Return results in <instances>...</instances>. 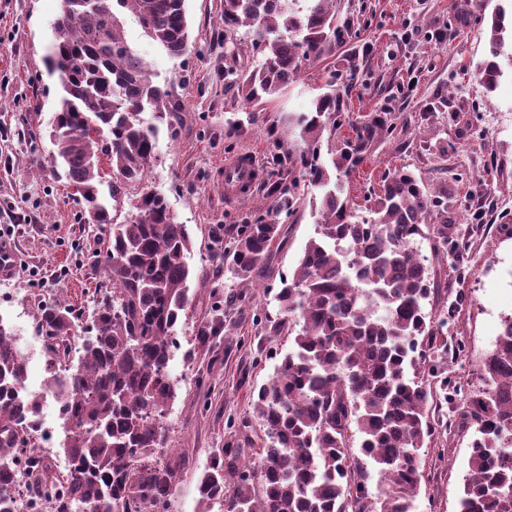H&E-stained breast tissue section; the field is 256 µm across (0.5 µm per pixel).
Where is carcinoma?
<instances>
[{
  "label": "carcinoma",
  "mask_w": 512,
  "mask_h": 512,
  "mask_svg": "<svg viewBox=\"0 0 512 512\" xmlns=\"http://www.w3.org/2000/svg\"><path fill=\"white\" fill-rule=\"evenodd\" d=\"M130 11L144 34L168 55L187 49L185 0H63L53 24L47 65L60 98L51 118L52 164L82 204L81 219L106 232L108 283L86 324L64 303L39 308L50 353L48 389L60 393L67 435L63 451L74 465L57 475L41 454L36 427L41 396L25 389L27 361L13 328L0 321V512H14L8 488L19 468L35 485L56 489L52 512H168L180 466L159 450L163 419L175 388L169 375L175 331L190 309L192 247L165 198L127 188L146 181L154 158L155 126L174 128L171 92L155 83L145 60L127 42L118 9ZM462 15L486 32L488 55L480 82L492 92L501 59L512 63V12L491 16L472 5ZM247 26L261 62L242 79L247 103L260 106L296 79L303 67L333 54L348 30L337 23L336 0H224V32ZM318 95L295 127L305 150L288 155L304 177L315 234L275 294L279 318L269 334L288 341L274 375L252 392L253 415L238 436L211 449L197 480L201 512H415L420 450L444 444L448 421L438 404L439 371L448 360L443 329L453 307L426 311L448 292L431 277L417 243L439 256L454 239L446 193L408 169L388 173L372 207L359 214L344 195V179L372 145L396 129L386 112L355 126L332 160L319 162L323 131L344 125L334 83ZM111 182L112 206L99 186ZM267 216L244 224L216 248L248 288L266 278L288 242L280 216L299 197L271 184ZM129 206L117 221L111 211ZM224 329L213 310L196 337L210 344ZM82 340L78 366L71 344ZM458 426L475 428L458 512H512V316L502 321L484 363V389L455 406ZM382 489L368 490L367 463Z\"/></svg>",
  "instance_id": "carcinoma-1"
}]
</instances>
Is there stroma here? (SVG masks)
Returning a JSON list of instances; mask_svg holds the SVG:
<instances>
[{"instance_id": "stroma-1", "label": "stroma", "mask_w": 512, "mask_h": 512, "mask_svg": "<svg viewBox=\"0 0 512 512\" xmlns=\"http://www.w3.org/2000/svg\"><path fill=\"white\" fill-rule=\"evenodd\" d=\"M464 3L341 0L339 17L349 23L351 37L267 100L256 119L239 84L258 61L253 35L242 27L225 36L224 0H186L190 38L178 58L146 37L131 13H123L127 41L144 57L155 82L170 85L178 119L175 132L163 127L156 135L146 185L166 198L193 241L186 255L192 308L176 329L169 365L176 397L166 418L167 445L183 460L171 512H200L196 484L211 449L233 439L240 418L252 410L253 389L270 379L278 353L287 350L286 340L271 339L255 314L277 317L280 278L291 274L315 226L310 206L301 205L286 222L288 244L273 260L267 287L248 292L211 262L215 236L264 214L272 203L268 184L292 186L298 174L284 159L298 145L294 119L349 61L358 64L341 91L350 123L323 132L321 159L331 163L338 137L351 136L352 124L385 107L398 135L376 144L352 171L354 202L364 204L385 173L401 167L431 186L447 187L448 221L459 228L456 242L439 259L428 242L420 247L450 284L455 313L448 339L466 345L463 359L448 363V374L481 386L483 360L503 319L512 315V236L499 228L502 213H512V68H505L493 93L484 94L477 73L486 34L456 23ZM61 5L62 0H0V225L13 215L21 219L12 240L15 272L0 279V319L16 330L27 360L26 385L36 393L45 392L49 377L44 341L28 330L38 303L58 300L83 312L107 283L95 263L104 237L81 222L77 200L50 163L48 121L59 86L46 55ZM440 96L447 97V108L429 113L428 102ZM426 141L450 143L447 160L424 151ZM242 152L258 157L262 174L244 199L228 203L224 164ZM63 267L69 270L64 277L58 274ZM216 304L224 309V330L211 346H199L196 328ZM473 437V429H452L442 460L436 447L422 449L415 512H458Z\"/></svg>"}]
</instances>
